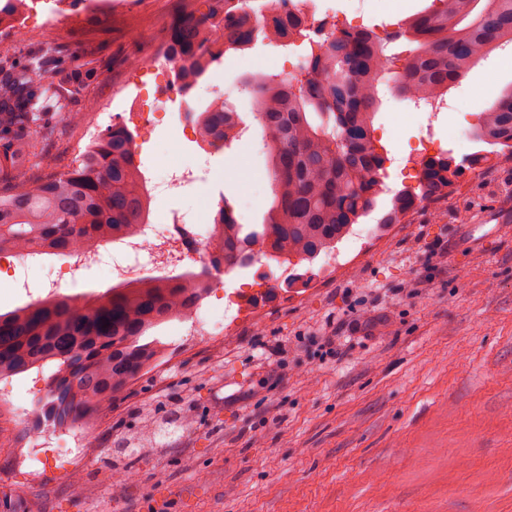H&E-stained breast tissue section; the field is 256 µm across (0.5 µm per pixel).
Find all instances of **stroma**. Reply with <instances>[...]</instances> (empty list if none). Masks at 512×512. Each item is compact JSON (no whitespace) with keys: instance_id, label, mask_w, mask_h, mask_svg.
Listing matches in <instances>:
<instances>
[{"instance_id":"stroma-1","label":"stroma","mask_w":512,"mask_h":512,"mask_svg":"<svg viewBox=\"0 0 512 512\" xmlns=\"http://www.w3.org/2000/svg\"><path fill=\"white\" fill-rule=\"evenodd\" d=\"M338 18L379 34L427 9L432 0H333ZM179 0H142V15H104L69 24L41 10L33 28L65 54L92 52L107 76L76 104L112 109V87L130 58L165 36ZM293 48L256 45L211 66L194 93L208 102L219 86L253 130L205 162L182 135L186 109L172 105L151 132L147 162L157 178L173 168L208 166L185 194L151 203L165 223L170 208L209 223L229 202L238 223H262L272 202L253 97L243 76L287 73ZM491 77L490 107L512 85V47L492 52L449 107L408 116L406 100L383 85L374 135L390 151L389 187L409 183L407 157L422 125L455 158L479 150L465 136L477 113L473 88ZM239 160L252 181L215 195V172ZM389 195L364 222L374 244L343 276L309 275L274 283L261 265L223 276L224 294L260 298L263 327L229 338L190 336L176 320L155 329L161 360L90 420L83 461L70 472L46 458L26 483L17 450L36 431L0 416V494L25 512H512V165L466 175L452 197L420 206L405 224H381ZM183 399L191 434L162 436V419Z\"/></svg>"}]
</instances>
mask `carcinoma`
I'll return each mask as SVG.
<instances>
[{
  "label": "carcinoma",
  "instance_id": "obj_1",
  "mask_svg": "<svg viewBox=\"0 0 512 512\" xmlns=\"http://www.w3.org/2000/svg\"><path fill=\"white\" fill-rule=\"evenodd\" d=\"M192 2L196 8L178 13L169 28L184 89L197 85L209 64L258 41L294 47L302 58L291 78H243L265 135L273 201L265 222L248 231L224 204L221 260L229 270L250 267L257 254L310 262L335 249L374 209L388 174V152L373 123L382 104L378 85L398 61L390 45L412 44L393 81L395 93L417 105L447 97L477 62L512 45V0H439L384 37L372 27L350 30L335 22L323 41L290 13L288 0L266 20L244 0ZM104 73L94 59L57 60L39 40L23 60L0 52L1 253L66 255L113 240L148 215L129 130H105L61 173V157L47 149L56 124L78 125L71 99ZM236 118L232 108L213 103L199 113L198 125L211 145L224 149L239 140ZM471 137L495 150L459 163L446 152L427 157L417 186L398 190L380 223L399 224L421 203L458 191L471 166L490 158L512 162L511 86L479 115ZM206 273L113 286L82 299L59 294L0 312V379L58 363L39 417L60 427L83 425L158 362L162 343L149 334L197 306L196 282Z\"/></svg>",
  "mask_w": 512,
  "mask_h": 512
}]
</instances>
